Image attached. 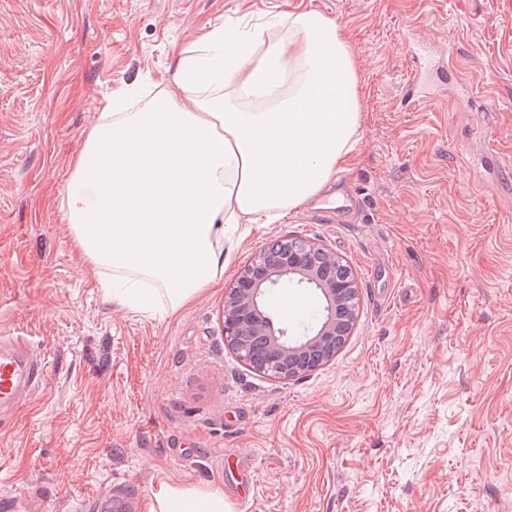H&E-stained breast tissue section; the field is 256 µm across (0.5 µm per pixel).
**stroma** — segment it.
Masks as SVG:
<instances>
[{"instance_id":"1","label":"stroma","mask_w":512,"mask_h":512,"mask_svg":"<svg viewBox=\"0 0 512 512\" xmlns=\"http://www.w3.org/2000/svg\"><path fill=\"white\" fill-rule=\"evenodd\" d=\"M311 6L354 53L364 122L354 222L312 206L251 231L224 278L152 319L83 278L64 189L114 90L173 88L218 25ZM473 84L404 102L405 44ZM492 102L494 110L479 116ZM512 0H0V334L47 354L0 434V512H130L160 482L232 512H512ZM351 266L359 316L328 364L282 382L224 344V293L267 242ZM247 501L232 487L245 467Z\"/></svg>"}]
</instances>
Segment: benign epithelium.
<instances>
[{"label": "benign epithelium", "mask_w": 512, "mask_h": 512, "mask_svg": "<svg viewBox=\"0 0 512 512\" xmlns=\"http://www.w3.org/2000/svg\"><path fill=\"white\" fill-rule=\"evenodd\" d=\"M343 260L322 244L288 239L262 248L224 295V342L255 371L288 381L331 361L338 336L351 334L357 318L353 273L336 274ZM314 290L321 303L316 325L298 337L268 315L269 296L283 285Z\"/></svg>", "instance_id": "1"}]
</instances>
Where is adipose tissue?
I'll use <instances>...</instances> for the list:
<instances>
[{"instance_id":"obj_1","label":"adipose tissue","mask_w":512,"mask_h":512,"mask_svg":"<svg viewBox=\"0 0 512 512\" xmlns=\"http://www.w3.org/2000/svg\"><path fill=\"white\" fill-rule=\"evenodd\" d=\"M112 95L65 190L73 247L113 303L174 315L224 276L244 229L320 199L357 151L362 94L336 21L298 8L216 27L174 89ZM223 492L160 482L145 512H227Z\"/></svg>"}]
</instances>
